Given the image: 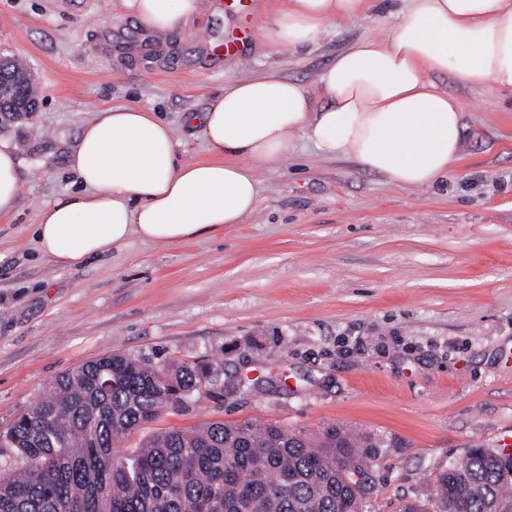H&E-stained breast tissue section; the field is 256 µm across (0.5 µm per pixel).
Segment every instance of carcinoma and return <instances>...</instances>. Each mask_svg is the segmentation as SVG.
<instances>
[{
	"mask_svg": "<svg viewBox=\"0 0 512 512\" xmlns=\"http://www.w3.org/2000/svg\"><path fill=\"white\" fill-rule=\"evenodd\" d=\"M8 61L0 106L34 99ZM205 368L111 354L56 377L10 429L23 468L0 474V512H374L372 448L385 442L329 425L318 436L278 423L214 420L129 432L200 390ZM398 512H512V459L474 444L436 470L433 492Z\"/></svg>",
	"mask_w": 512,
	"mask_h": 512,
	"instance_id": "obj_1",
	"label": "carcinoma"
}]
</instances>
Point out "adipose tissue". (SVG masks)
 <instances>
[{
	"label": "adipose tissue",
	"instance_id": "adipose-tissue-1",
	"mask_svg": "<svg viewBox=\"0 0 512 512\" xmlns=\"http://www.w3.org/2000/svg\"><path fill=\"white\" fill-rule=\"evenodd\" d=\"M148 30L184 29L204 0H121ZM368 0H286L266 38L315 45L328 22ZM512 93V0H401L382 38H362L321 73L316 91L268 71L225 85L201 117L210 158L180 161L172 128L136 107L97 112L69 146L78 190L39 210L36 245L77 267L132 239L176 244L239 224L257 208L259 169L277 168L295 140L356 161L403 188L446 179L459 158L461 102L436 76ZM324 97L315 106L313 94ZM22 162L0 137V214L21 192Z\"/></svg>",
	"mask_w": 512,
	"mask_h": 512
}]
</instances>
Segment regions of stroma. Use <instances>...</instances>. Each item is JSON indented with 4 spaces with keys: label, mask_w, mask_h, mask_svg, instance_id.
Here are the masks:
<instances>
[{
    "label": "stroma",
    "mask_w": 512,
    "mask_h": 512,
    "mask_svg": "<svg viewBox=\"0 0 512 512\" xmlns=\"http://www.w3.org/2000/svg\"><path fill=\"white\" fill-rule=\"evenodd\" d=\"M224 2L157 35L120 0H0V55L26 61L39 92L37 111L0 121L25 172L0 216V427L58 375L111 353L212 362L223 392L192 394L158 427L267 420L383 439L370 473L376 512H392L473 441L493 448L512 431L511 92L439 77L465 129L452 174L430 187H397L299 139L260 171L243 223L177 244L134 239L76 268L35 249L41 206L78 187L59 145L96 112L154 113L181 161L204 159L189 119L227 83L274 68L315 93L338 53L390 21L372 0L294 50L262 36L276 0L245 13ZM243 27L239 56L213 60V41Z\"/></svg>",
    "instance_id": "35a3bbf8"
}]
</instances>
